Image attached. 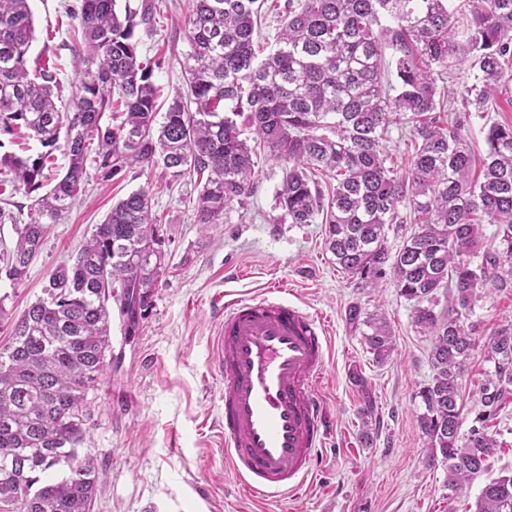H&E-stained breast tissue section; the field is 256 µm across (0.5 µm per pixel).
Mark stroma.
Listing matches in <instances>:
<instances>
[{
    "instance_id": "stroma-1",
    "label": "stroma",
    "mask_w": 512,
    "mask_h": 512,
    "mask_svg": "<svg viewBox=\"0 0 512 512\" xmlns=\"http://www.w3.org/2000/svg\"><path fill=\"white\" fill-rule=\"evenodd\" d=\"M79 0H32L36 39L32 55L69 60L72 25L65 11ZM156 25L142 36L140 56L160 61L154 71L160 106L184 87L191 50L189 0H155ZM251 194L224 209L219 223L201 224L190 179L169 181L162 168L129 173L108 185L90 181L80 202L52 225L26 277L0 278V346L11 340L14 319L43 295L52 270L75 256L113 203L148 190L162 216L166 268L145 318L128 335L112 317L118 370L87 395L80 452L103 471L90 512H469L490 480L512 473V400L495 420L499 448L488 469L457 493L447 469L430 462L418 417V396L433 371L432 339L414 322L412 302L391 280L358 288L337 267L323 224H280L275 206L283 166L259 154ZM289 301L322 318L329 360L319 395L336 431L318 460V476L297 495L258 503L243 496L224 465L221 385L210 373L213 306L223 293L259 297L271 285ZM364 315L385 314L394 352L378 360L365 343V325L350 323V305ZM477 347L462 379L464 410L478 401L489 364L491 337L512 323V290L486 282L472 315ZM371 414H364L366 403Z\"/></svg>"
}]
</instances>
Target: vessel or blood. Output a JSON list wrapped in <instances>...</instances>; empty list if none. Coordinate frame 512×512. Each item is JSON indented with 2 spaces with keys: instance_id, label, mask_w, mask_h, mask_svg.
<instances>
[{
  "instance_id": "vessel-or-blood-1",
  "label": "vessel or blood",
  "mask_w": 512,
  "mask_h": 512,
  "mask_svg": "<svg viewBox=\"0 0 512 512\" xmlns=\"http://www.w3.org/2000/svg\"><path fill=\"white\" fill-rule=\"evenodd\" d=\"M218 317L211 351L224 384L225 464L253 497L297 493L315 478L334 427L318 394L325 327L276 288L221 303Z\"/></svg>"
}]
</instances>
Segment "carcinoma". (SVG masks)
Wrapping results in <instances>:
<instances>
[{
	"instance_id": "carcinoma-1",
	"label": "carcinoma",
	"mask_w": 512,
	"mask_h": 512,
	"mask_svg": "<svg viewBox=\"0 0 512 512\" xmlns=\"http://www.w3.org/2000/svg\"><path fill=\"white\" fill-rule=\"evenodd\" d=\"M265 2L191 0L185 89L156 128L160 62L141 59L138 36L154 30L153 0L122 14L116 0L67 9L77 28L66 112L57 106L61 63L29 66V0H0V187L34 195L23 224L0 207V224H13L16 235L0 274L26 276L51 225L85 194L89 162L104 183L152 166L173 181L191 176L198 223L216 224L226 205L251 193L263 150L284 167L277 222L321 220L327 250L358 287L388 276L414 302V323L433 337L418 421L430 460L442 458L455 491L486 470L499 448L491 422L512 397L511 323L489 343L492 369L461 431L476 290L490 280L512 288V124L488 125L478 170L465 140L470 119L484 118L512 85V0L459 8L454 0H284L262 57L255 34ZM455 64L466 80L445 99L438 79ZM392 125L409 128L414 142L405 176L386 165L382 140ZM58 152L67 163L47 190ZM318 173L335 181L326 198ZM405 203L420 227L393 252L386 230ZM160 224L143 188L113 204L0 347V504L13 512H90L99 469L92 454L77 456L79 410L112 367V306L128 332L150 306L166 267ZM485 224L497 226L496 250L483 246ZM442 288L451 298L446 313L435 311ZM365 324L367 347L387 358L395 342L386 318ZM61 465L63 476L40 481ZM474 512H512V474L485 484Z\"/></svg>"
}]
</instances>
